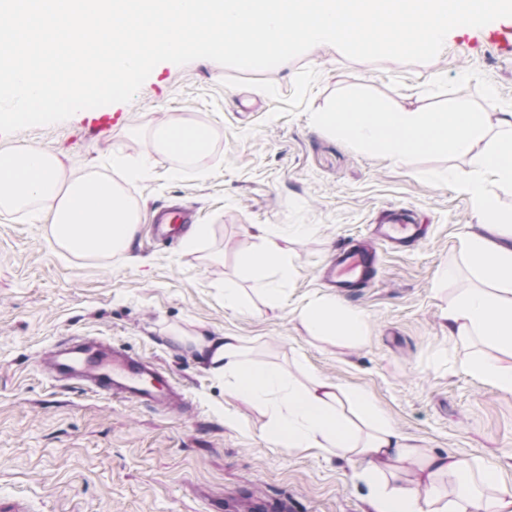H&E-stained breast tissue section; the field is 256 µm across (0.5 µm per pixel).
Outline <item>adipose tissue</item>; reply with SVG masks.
<instances>
[{"label": "adipose tissue", "instance_id": "adipose-tissue-1", "mask_svg": "<svg viewBox=\"0 0 512 512\" xmlns=\"http://www.w3.org/2000/svg\"><path fill=\"white\" fill-rule=\"evenodd\" d=\"M498 127L502 141L479 157L475 176L467 184L483 214L495 210L493 184L512 182L511 112L501 113ZM209 141L208 128L183 119L152 136L158 153L183 157L204 153ZM44 198L55 200L54 235L71 251L85 256L128 251L140 218L118 184L96 176L63 182L59 162L41 147L1 153L0 204L23 208ZM465 250L483 285L448 312V333L472 336L512 353V249L472 238ZM237 268L243 279L258 280L261 272L287 270L288 260L268 238L259 248H242ZM299 319L313 336L354 341L364 334L363 318L333 300L310 304ZM192 343L209 373L223 378L241 399L264 408L268 435L278 447L333 448L358 457L373 512H512L511 484L486 470L474 474L472 464L454 454H434L410 444L366 393L319 377L302 384L278 367L250 363L237 336H196ZM407 459L417 460L426 472L424 489L397 484L395 465ZM441 474L464 480L480 476L492 492L445 500L435 484Z\"/></svg>", "mask_w": 512, "mask_h": 512}]
</instances>
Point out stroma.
<instances>
[{"mask_svg":"<svg viewBox=\"0 0 512 512\" xmlns=\"http://www.w3.org/2000/svg\"><path fill=\"white\" fill-rule=\"evenodd\" d=\"M319 79L309 109L362 85L405 109H424L436 76L469 70L512 101V48L451 31L431 62L353 61L334 46L249 80L290 96L296 74ZM232 69L208 59L154 67L122 120L103 133L80 115L0 135V153L40 146L65 179L112 178L140 223L127 256H77L59 245L53 200L0 207V498H26L29 512H209L220 499L292 501L297 512H371L360 461L275 445L267 417L214 378L180 336L242 337L250 358L292 377L331 379L369 392L410 444L452 453L512 484V392L471 371L512 354L448 334L443 313L479 287L465 243L496 238L512 249V184H496L497 214L478 213L462 189L473 157L406 162L354 150L312 125L307 111L273 117L274 99L228 87ZM183 118L211 131L193 162L155 153V129ZM177 204L205 225L194 247L154 238L158 209ZM390 208L412 211L420 243L386 251L373 284L344 300L366 321L362 341L309 335L297 315L336 296L320 272L337 242L368 235ZM278 229L286 273L271 274L277 303L237 275L242 247ZM236 289L242 311L224 307ZM75 336H95L168 370L192 403L174 414L108 398L51 377L37 362Z\"/></svg>","mask_w":512,"mask_h":512,"instance_id":"1","label":"stroma"}]
</instances>
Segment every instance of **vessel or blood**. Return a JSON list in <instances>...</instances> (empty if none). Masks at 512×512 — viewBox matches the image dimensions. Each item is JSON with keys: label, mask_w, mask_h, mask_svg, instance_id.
I'll return each mask as SVG.
<instances>
[{"label": "vessel or blood", "mask_w": 512, "mask_h": 512, "mask_svg": "<svg viewBox=\"0 0 512 512\" xmlns=\"http://www.w3.org/2000/svg\"><path fill=\"white\" fill-rule=\"evenodd\" d=\"M84 115L87 123L100 132L109 130L119 118L107 105L85 110ZM183 221L180 210H163L156 233L161 239H174L179 236ZM415 241L410 215L399 210L389 211L369 239L337 248L324 279L342 293L367 287L376 277L381 249L403 251ZM42 362L56 377L84 382L108 397L181 413L188 408L184 391L176 387L169 372L121 346L108 349L93 338L75 339L43 357Z\"/></svg>", "instance_id": "b4317fda"}]
</instances>
